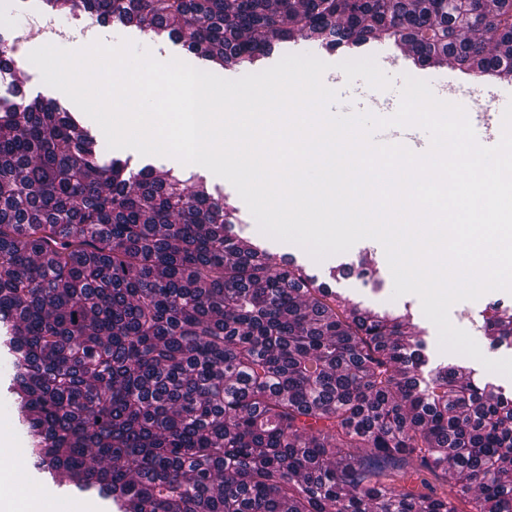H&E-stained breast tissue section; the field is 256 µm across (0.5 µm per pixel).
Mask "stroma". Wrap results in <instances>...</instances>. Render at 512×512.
<instances>
[{"label":"stroma","mask_w":512,"mask_h":512,"mask_svg":"<svg viewBox=\"0 0 512 512\" xmlns=\"http://www.w3.org/2000/svg\"><path fill=\"white\" fill-rule=\"evenodd\" d=\"M1 4L8 7L10 26L7 37L16 43L13 57L17 66L16 71L0 75L2 102L30 101L44 96L51 98L61 110L75 111V104L64 93L45 85L40 72L25 64V38L34 37L45 31L61 37L62 48L69 50L77 49L81 40L90 34L108 45L118 44L120 39L126 38L149 50L158 60L166 61L175 57L195 68L213 70L215 75L225 79H237L250 72L249 67L235 64L211 68L207 61L199 59L194 52L188 50L183 42L169 37L159 41L150 31L135 28L127 31L125 36H118L112 27L98 25L82 12L59 16L43 9L38 0H0ZM290 53H309L327 62L329 68L323 75L326 86L347 85L351 90L367 92L378 101L399 100L403 85L402 77L406 74L428 81L435 91L451 92L468 98L475 89L486 88L493 91L495 99L506 103L512 101V77L486 75L478 69L468 70L453 62L444 68L431 64L419 66L411 57L401 56L394 41L389 39L370 42L351 53L342 48L331 50L318 40L300 37L291 42L276 44L272 54L264 59L263 65L271 67ZM352 56L374 57L380 69L392 75L391 87L377 90L369 87L360 78L351 83L347 82L338 64ZM91 132L98 144L102 145L104 158L116 157L127 160L133 170L147 167L152 169L154 176L157 177L163 176L165 171L174 170L180 172L186 180L194 182L201 178L205 179L212 192L227 197L236 209L237 220L231 229L232 236L247 239L249 243L266 249L282 261H292L303 266L309 274L325 281L351 308L360 312L371 311L393 316L402 314L404 310H411L413 318L403 326L402 333L406 336L423 337L427 344L428 362L421 369L423 380H430L441 367L458 366L471 372L473 377L499 385L504 393L512 392V379L487 371L481 362L472 358L440 350L437 330L424 316L419 298L413 294L393 297L392 275L384 248L378 241L363 239L347 252L328 256L319 262L314 261L300 247L263 235L232 184L215 176L205 167L185 165L172 157L143 156L129 148L112 150L106 148V139L99 126H92ZM496 307L512 309V293L491 291L474 301L457 302L451 307L449 317L454 326L467 331L474 338L485 357L512 358V345L505 343L493 347L482 335L484 319L491 315L493 308ZM1 485L15 491L25 485L35 487L47 496L49 512H109L106 501L91 495L73 494L59 489L41 479L31 465L17 461L13 462L8 476L0 475Z\"/></svg>","instance_id":"obj_1"}]
</instances>
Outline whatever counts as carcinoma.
Returning a JSON list of instances; mask_svg holds the SVG:
<instances>
[{
  "label": "carcinoma",
  "instance_id": "cac0c4a2",
  "mask_svg": "<svg viewBox=\"0 0 512 512\" xmlns=\"http://www.w3.org/2000/svg\"><path fill=\"white\" fill-rule=\"evenodd\" d=\"M162 29L216 66L306 32L387 33L424 64L512 43V0H43ZM512 76V53L482 58ZM178 195L103 161L50 98L0 107V350L33 468L117 512H512V397L439 369L398 316L361 314ZM485 338L512 341L493 308Z\"/></svg>",
  "mask_w": 512,
  "mask_h": 512
}]
</instances>
